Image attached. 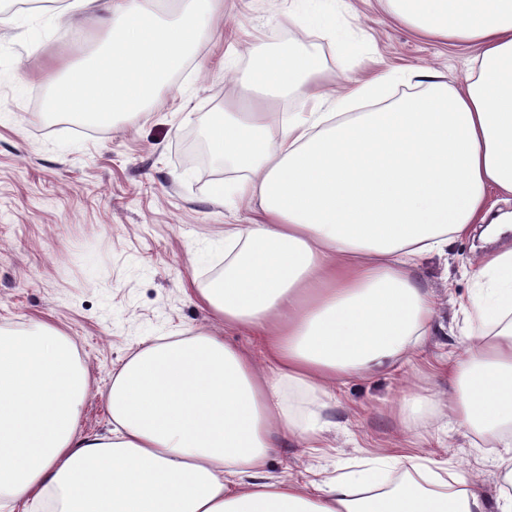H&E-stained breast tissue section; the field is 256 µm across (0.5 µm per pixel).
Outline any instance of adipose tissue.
I'll list each match as a JSON object with an SVG mask.
<instances>
[{"mask_svg": "<svg viewBox=\"0 0 512 512\" xmlns=\"http://www.w3.org/2000/svg\"><path fill=\"white\" fill-rule=\"evenodd\" d=\"M420 33L473 45L455 85L423 81L385 110L353 111L410 82L382 70L327 112H262L208 129L227 195L257 201L260 218L224 227V274L196 289L223 333L210 330L133 353L106 400L111 427L78 430L88 375L72 340L35 323L0 330V496L22 512H512V492L487 499L466 477L451 495L410 480L382 492L384 462L318 485L267 476L283 438L317 449L339 382L391 365L434 326L417 276L475 226L512 232V0H385ZM70 0L108 25L104 48L70 72L69 111L119 115L150 104L194 56L223 0ZM348 0H301L288 24L251 49L243 83L273 102L302 104L322 75L288 35L346 38ZM461 308L481 321L466 355L447 363L454 397L415 392L392 408L402 427L449 407L464 429L512 423V247L484 254ZM248 337L251 347L226 340Z\"/></svg>", "mask_w": 512, "mask_h": 512, "instance_id": "1", "label": "adipose tissue"}]
</instances>
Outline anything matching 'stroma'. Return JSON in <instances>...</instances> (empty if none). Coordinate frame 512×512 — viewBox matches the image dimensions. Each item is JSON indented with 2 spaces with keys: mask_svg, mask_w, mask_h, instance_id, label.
<instances>
[{
  "mask_svg": "<svg viewBox=\"0 0 512 512\" xmlns=\"http://www.w3.org/2000/svg\"><path fill=\"white\" fill-rule=\"evenodd\" d=\"M292 0H224V11L200 49V60L173 74L142 112L117 116L86 131L46 123L31 98L47 96L63 66L101 46L100 26L64 15L63 0H21L23 12L61 17L60 36L20 41L0 27V328L22 331L36 322L69 336L88 372L80 413L87 433L110 429L106 393L123 361L155 336H188L218 322L200 307L190 285L207 286L224 262V227L257 219V203L225 202L224 165L210 156L203 133L224 112H247L244 88L225 63L247 66L252 43L270 23L287 22ZM352 47L314 31L293 36L318 58L323 92L339 96L353 80L386 68L419 70L454 83L466 49L423 36L386 12L379 0H349ZM481 252L472 239L424 258L418 274L437 297L432 336L412 363L336 387L333 429L320 451L294 441L272 453L274 478L322 481L381 453L425 451L448 483L467 473L495 498L500 473L495 433L457 429L450 417L402 428L391 407L428 388L448 400L445 360L464 357L469 325L458 301L475 288Z\"/></svg>",
  "mask_w": 512,
  "mask_h": 512,
  "instance_id": "1",
  "label": "stroma"
}]
</instances>
